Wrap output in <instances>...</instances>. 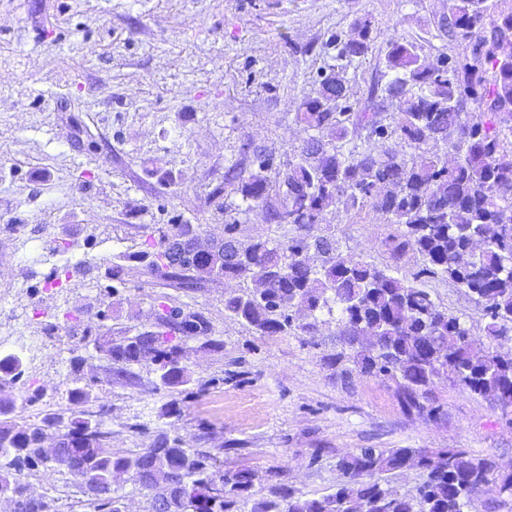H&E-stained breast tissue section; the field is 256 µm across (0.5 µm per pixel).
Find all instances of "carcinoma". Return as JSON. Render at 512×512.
<instances>
[{"mask_svg": "<svg viewBox=\"0 0 512 512\" xmlns=\"http://www.w3.org/2000/svg\"><path fill=\"white\" fill-rule=\"evenodd\" d=\"M439 28L466 42L461 53L426 61L421 45L389 40L374 89L397 102L395 115L352 111L346 69L338 67L321 76L316 95L302 103L297 119L318 135L304 141L288 168L270 180L265 172L274 155L267 149L265 159L255 162L257 172L245 178L231 168L224 184L249 207L277 193L282 204L273 221L286 217L307 231L323 223L332 206L349 211L370 204L405 227L393 258L412 250L422 261L417 276L440 275L464 289L483 305L485 335L496 342L512 335V54L504 53L512 45V5L492 14L487 0H453ZM336 42L342 57L364 58L374 45L371 25L359 24L352 38ZM489 113L503 115L507 127L487 124ZM393 137L417 154L408 160L389 153L385 143ZM356 139L366 147L359 149ZM437 142L445 145L442 155L428 151ZM188 228L175 222L147 235L140 250L116 254L106 274L119 280L124 264L136 262L183 290L213 278L263 283L262 291L246 287L224 299V309L259 335L309 334L320 318L334 317L344 343L360 346L354 355L360 370L394 380L407 407H420L419 398L445 365L463 388L512 412V355L475 350L459 317L424 289L386 269L345 261L325 236L242 244L233 221L224 224V237L205 258L162 263L166 240ZM311 249L320 263L300 258ZM212 334L202 313L171 298L159 304L154 329L118 339L106 332L93 343L109 373L134 381L133 367L152 364L161 385L173 388L192 382L174 339L222 347ZM23 373L20 357H0V386ZM81 381L75 378L69 390L71 407L33 422L17 415L16 401L0 399V498L24 500L27 472L41 467L49 478H73L89 512H125L123 496L112 487L118 474L152 492L149 512H469L487 484L499 487L491 508L512 510V475L503 476L487 456L456 448L436 454L361 448L340 460L344 481L334 492L309 498L280 487L277 499L256 501L249 471L224 470L218 456L181 435L160 431L146 448L104 452L112 438L105 425L108 407L93 385ZM407 468L425 475L415 497L389 484L388 476ZM375 474L385 478L369 481Z\"/></svg>", "mask_w": 512, "mask_h": 512, "instance_id": "obj_1", "label": "carcinoma"}]
</instances>
